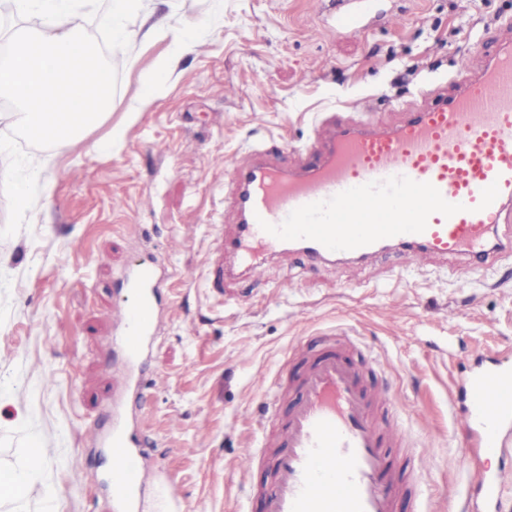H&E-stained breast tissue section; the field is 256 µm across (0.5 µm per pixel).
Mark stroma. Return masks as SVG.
<instances>
[{
  "instance_id": "obj_1",
  "label": "stroma",
  "mask_w": 512,
  "mask_h": 512,
  "mask_svg": "<svg viewBox=\"0 0 512 512\" xmlns=\"http://www.w3.org/2000/svg\"><path fill=\"white\" fill-rule=\"evenodd\" d=\"M389 4L404 13L397 29L339 37L320 0H140L118 21L129 38L96 15L87 24L114 76L112 112L89 134L106 150L77 142L57 153L0 129V173L11 177L0 182V462L29 469L25 495L0 500V512H111L108 452L94 437L112 427L126 366L113 314L132 297L124 269L140 263L160 275L150 368L162 383L147 385L137 418L181 512H262L254 490L269 470L245 469L259 435L239 416L297 340L317 355L341 331L361 342L366 382L392 385L411 408L400 482L425 458L424 512H469L453 404L466 357H512V262L464 270L434 257L406 268L389 253L312 266L294 254L220 292L210 280L233 222L226 163L258 146L302 147L359 98L394 117L420 84H447L457 61L512 39L498 28L512 0ZM152 10L184 41L139 37ZM15 184L29 193L24 223L10 203Z\"/></svg>"
}]
</instances>
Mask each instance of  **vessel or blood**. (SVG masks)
Returning a JSON list of instances; mask_svg holds the SVG:
<instances>
[{
    "label": "vessel or blood",
    "mask_w": 512,
    "mask_h": 512,
    "mask_svg": "<svg viewBox=\"0 0 512 512\" xmlns=\"http://www.w3.org/2000/svg\"><path fill=\"white\" fill-rule=\"evenodd\" d=\"M383 0H332V31L346 35L385 17ZM454 91L408 112L393 126L328 114V132L296 152L294 165L267 150H250L228 165L226 203L239 221L221 238L214 272L256 273L269 259L298 252L312 264L367 259L400 249L404 258H460L496 264L512 259V44L488 54L479 71L458 70ZM123 282L134 293L116 322L128 371L127 400L143 389L142 367L157 326L151 266ZM329 352H291L303 369L280 374L262 390L248 418L261 427L248 462H270L265 512H396L405 494L393 451L407 448L401 421L408 405L390 385L365 383L349 358L351 336L328 337ZM457 426L472 458L512 452V366L477 359L461 385ZM286 415H279L280 406ZM102 441L109 448L113 512H142L144 443L122 411ZM512 467L479 475L472 512H504L502 487Z\"/></svg>",
    "instance_id": "vessel-or-blood-1"
}]
</instances>
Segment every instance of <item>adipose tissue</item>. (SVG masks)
Here are the masks:
<instances>
[{
    "mask_svg": "<svg viewBox=\"0 0 512 512\" xmlns=\"http://www.w3.org/2000/svg\"><path fill=\"white\" fill-rule=\"evenodd\" d=\"M39 26L9 37L11 55L0 64V95L16 110L0 113V126L40 133L56 150L81 139L105 116L113 73L86 38L88 0H22Z\"/></svg>",
    "mask_w": 512,
    "mask_h": 512,
    "instance_id": "adipose-tissue-1",
    "label": "adipose tissue"
}]
</instances>
